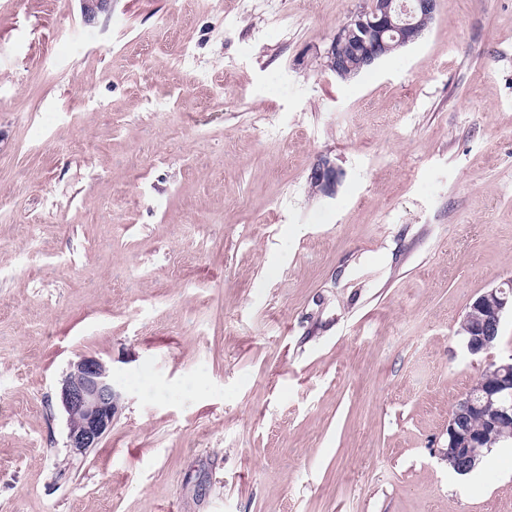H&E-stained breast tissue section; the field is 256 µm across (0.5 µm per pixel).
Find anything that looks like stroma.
<instances>
[{"label":"stroma","mask_w":512,"mask_h":512,"mask_svg":"<svg viewBox=\"0 0 512 512\" xmlns=\"http://www.w3.org/2000/svg\"><path fill=\"white\" fill-rule=\"evenodd\" d=\"M361 4L0 0V512H512V447L443 456L512 279V0L344 80ZM83 355L122 406L73 456ZM343 177L344 173L340 169L331 165L326 159H320L311 175V182L318 193L333 196ZM509 310L512 314L511 281L481 292L467 307L456 335L464 337V346L470 355H484L495 346Z\"/></svg>","instance_id":"35a3bbf8"}]
</instances>
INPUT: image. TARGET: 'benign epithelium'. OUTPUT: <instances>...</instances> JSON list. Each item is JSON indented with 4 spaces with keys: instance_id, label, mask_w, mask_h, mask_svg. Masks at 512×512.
Here are the masks:
<instances>
[{
    "instance_id": "benign-epithelium-1",
    "label": "benign epithelium",
    "mask_w": 512,
    "mask_h": 512,
    "mask_svg": "<svg viewBox=\"0 0 512 512\" xmlns=\"http://www.w3.org/2000/svg\"><path fill=\"white\" fill-rule=\"evenodd\" d=\"M86 24L95 23L110 11L112 0H81ZM445 0H365L341 24L326 51V66L341 75L357 74L379 63L393 45L415 43L428 28ZM354 40L360 46L356 69L347 72V59L336 54L339 45ZM344 173L325 159L318 160L311 182L315 190L333 196ZM512 311V282L481 292L463 314L456 335L472 356L488 353L499 339L504 316ZM484 372L492 382L470 389L448 417V463L462 475L479 463V448L509 434L512 428V356L488 363ZM59 402L66 414V447L84 455L100 443L112 427L121 395L112 384L108 364L96 356L84 355L70 364L61 381ZM480 414L486 428L477 431L472 419Z\"/></svg>"
}]
</instances>
